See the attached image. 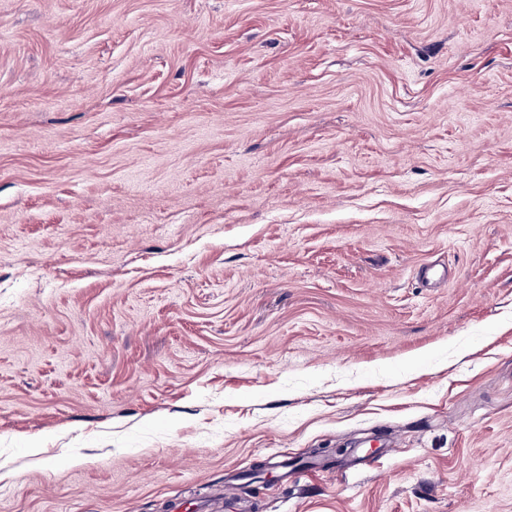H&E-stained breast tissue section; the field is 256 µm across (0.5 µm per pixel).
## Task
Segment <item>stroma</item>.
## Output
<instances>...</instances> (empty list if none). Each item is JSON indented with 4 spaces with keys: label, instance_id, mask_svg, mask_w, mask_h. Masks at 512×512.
Wrapping results in <instances>:
<instances>
[{
    "label": "stroma",
    "instance_id": "1",
    "mask_svg": "<svg viewBox=\"0 0 512 512\" xmlns=\"http://www.w3.org/2000/svg\"><path fill=\"white\" fill-rule=\"evenodd\" d=\"M177 504L512 512V0H0V512Z\"/></svg>",
    "mask_w": 512,
    "mask_h": 512
}]
</instances>
